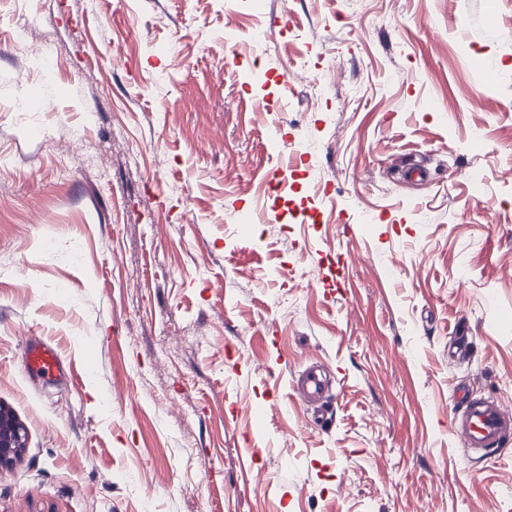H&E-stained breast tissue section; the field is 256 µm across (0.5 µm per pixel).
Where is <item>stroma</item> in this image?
<instances>
[{
  "instance_id": "35a3bbf8",
  "label": "stroma",
  "mask_w": 512,
  "mask_h": 512,
  "mask_svg": "<svg viewBox=\"0 0 512 512\" xmlns=\"http://www.w3.org/2000/svg\"><path fill=\"white\" fill-rule=\"evenodd\" d=\"M237 8L0 0V512H512V0ZM27 362L33 373L51 375L60 369L57 351L39 339H30L26 343ZM298 389L304 398L320 400L327 391V385L315 369H308L299 378ZM455 397L464 408L453 418L456 438L464 448L482 452L485 457L496 454L512 435V415L496 399L469 398L464 389ZM26 446V430L14 414L0 405V465L9 463Z\"/></svg>"
}]
</instances>
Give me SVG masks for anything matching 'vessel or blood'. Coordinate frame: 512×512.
<instances>
[{"label": "vessel or blood", "mask_w": 512, "mask_h": 512, "mask_svg": "<svg viewBox=\"0 0 512 512\" xmlns=\"http://www.w3.org/2000/svg\"><path fill=\"white\" fill-rule=\"evenodd\" d=\"M27 362L33 373L50 375L60 369L57 351L39 339L26 343ZM298 389L304 398L322 399L327 385L315 369H308L299 378ZM455 397L463 405L453 418L452 427L463 447L490 457L512 438V413L492 398H471L464 389H457Z\"/></svg>", "instance_id": "vessel-or-blood-1"}]
</instances>
